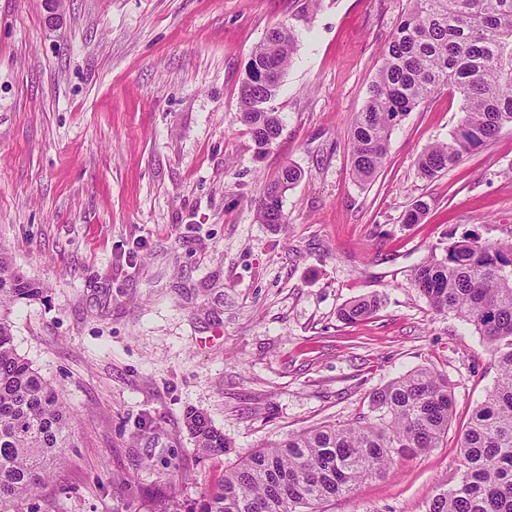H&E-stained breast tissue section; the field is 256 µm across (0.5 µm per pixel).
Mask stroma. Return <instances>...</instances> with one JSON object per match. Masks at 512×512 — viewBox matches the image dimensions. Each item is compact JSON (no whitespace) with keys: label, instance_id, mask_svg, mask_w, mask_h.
I'll list each match as a JSON object with an SVG mask.
<instances>
[{"label":"stroma","instance_id":"stroma-1","mask_svg":"<svg viewBox=\"0 0 512 512\" xmlns=\"http://www.w3.org/2000/svg\"><path fill=\"white\" fill-rule=\"evenodd\" d=\"M407 0H0V244L45 290L13 307L14 345L58 388L75 445L19 512H190L225 469L289 434L367 414L427 367L453 412L438 447L325 512H427L460 478L459 436L496 382L482 336L432 310L414 269L471 232L512 240V127L436 178L419 155L462 106L441 88L355 181L350 130ZM297 36L255 159L238 97L253 49ZM303 172L287 222L256 204ZM428 209L404 221L415 201ZM375 296L370 319L339 317ZM203 413L231 443L198 454ZM302 179V171L288 165L281 169L278 177L270 182L257 206V217L263 224H286L283 211L285 193Z\"/></svg>","mask_w":512,"mask_h":512}]
</instances>
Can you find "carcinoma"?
Returning <instances> with one entry per match:
<instances>
[{
	"label": "carcinoma",
	"instance_id": "carcinoma-1",
	"mask_svg": "<svg viewBox=\"0 0 512 512\" xmlns=\"http://www.w3.org/2000/svg\"><path fill=\"white\" fill-rule=\"evenodd\" d=\"M409 3L351 130L352 173L361 184L383 166L395 126L442 87L459 93L462 115L448 140L418 157L422 177L438 176L512 125V0ZM295 45L288 26L270 30L253 50L240 86V120L258 157L284 129L270 102ZM301 179L300 169H281L258 203L261 223H287L283 197ZM413 278L433 310L474 326L497 367L493 389L460 436L461 478L435 491L428 512H512V243L465 233L444 257L415 268ZM43 292L0 247V506L32 495L62 462L71 440V412L57 387L17 353L8 320L12 306ZM377 307L375 298L361 297L345 304L340 316L355 323ZM452 405L439 375L424 367L411 370L373 392L362 421L290 434L237 461L218 488L201 493L192 512H324L323 503L385 476L400 459L437 447L448 432ZM186 425L204 455L231 447L201 414L189 412Z\"/></svg>",
	"mask_w": 512,
	"mask_h": 512
}]
</instances>
